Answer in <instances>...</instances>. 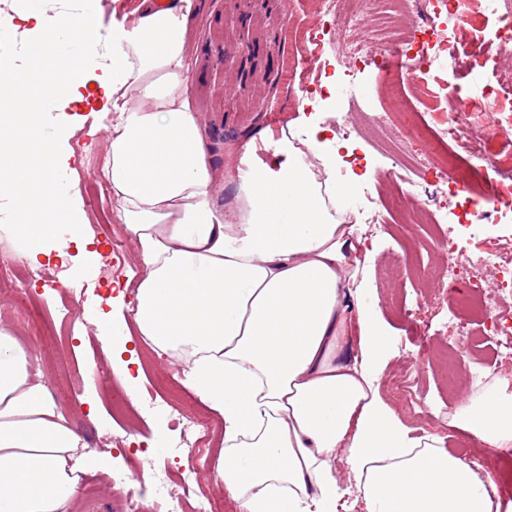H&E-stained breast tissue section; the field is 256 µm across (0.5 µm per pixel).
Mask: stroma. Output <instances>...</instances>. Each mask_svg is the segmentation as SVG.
Instances as JSON below:
<instances>
[{
	"mask_svg": "<svg viewBox=\"0 0 512 512\" xmlns=\"http://www.w3.org/2000/svg\"><path fill=\"white\" fill-rule=\"evenodd\" d=\"M313 0H192L187 25L190 71L189 98L198 113L207 145L208 159L216 175L214 199L221 212L234 203L235 184L223 179L226 167L237 166L243 146L259 149L261 143L281 135L285 123L300 118L301 109L289 100L287 86L295 78V63L307 48V32L314 18ZM99 89L78 88L60 113L68 130L61 141L70 156V196L91 224H116V201L111 190L90 195L85 187L102 183L101 169L108 150L111 114L102 112ZM336 100L344 113L388 111L383 77L377 65L368 66L355 83L340 85ZM336 159V179L352 184V213L380 211L391 187L380 180L391 166L392 147L362 129L341 137ZM368 286L377 299L376 317L392 347L380 364L379 390L402 420L416 434L436 432L444 436L446 450L466 445L473 462L483 463L485 450L473 436L449 425L448 407L472 395L469 384L449 391L444 363L450 350L465 353L473 362L495 359L501 377L512 381V358H496L493 344L479 337L465 339L447 329L452 313L453 291L435 285L438 245L433 227L387 221L384 231L364 229ZM143 276L138 260H130L122 273L131 287L106 292L99 278H77L64 284L40 282L24 290L0 294V318L7 321L27 353L31 369L42 368L43 343L27 323L29 298H38L44 317L56 329L70 372L64 380H49V389L62 414L91 447V471L84 475L77 512H95L96 502L111 503L112 478L136 472L141 497L159 499L163 487L153 478L155 470L167 468L172 481L189 477L195 489L224 496L227 512L236 504L226 498L223 485L213 481V465L223 448L215 436L195 466L185 462L182 440L169 414L168 401L175 373L168 357H152L148 366L132 364L128 372L114 369L105 352L94 345L96 327L83 319V309L68 305L72 293L84 291L86 302L113 298L120 302L113 320L132 323L128 306L134 301V286ZM98 377H89V367ZM148 395L150 408L142 414L136 431L112 412L117 398L127 388ZM97 401L99 414L89 417V401Z\"/></svg>",
	"mask_w": 512,
	"mask_h": 512,
	"instance_id": "35a3bbf8",
	"label": "stroma"
}]
</instances>
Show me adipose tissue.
<instances>
[{
	"mask_svg": "<svg viewBox=\"0 0 512 512\" xmlns=\"http://www.w3.org/2000/svg\"><path fill=\"white\" fill-rule=\"evenodd\" d=\"M191 0L112 24L98 78L113 115L103 174L141 260L133 319L190 364L187 383L224 420L215 482L237 512H336L345 452L362 512H500L491 473L413 435L379 396L373 366L390 338L359 279V225L335 210L337 148L291 130L282 158L253 166L220 213L189 106ZM451 425L512 447V399L490 389L453 404ZM84 437L0 325V512H73Z\"/></svg>",
	"mask_w": 512,
	"mask_h": 512,
	"instance_id": "ef3b65f1",
	"label": "adipose tissue"
}]
</instances>
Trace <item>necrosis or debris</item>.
Wrapping results in <instances>:
<instances>
[{
  "mask_svg": "<svg viewBox=\"0 0 512 512\" xmlns=\"http://www.w3.org/2000/svg\"><path fill=\"white\" fill-rule=\"evenodd\" d=\"M365 11L322 0L321 12L336 27L335 57L346 75L375 62H396L385 85L397 111L368 115L370 127L390 126L400 150L393 182L419 177L441 199L457 198L460 210L436 213L429 201L412 205L409 224L447 225L439 247L445 273L456 278L458 257L473 240L512 223V63L489 65V51L512 60V0H368ZM300 66L298 100L327 87L320 67L325 42L320 25L309 33ZM471 275L448 321L451 333L480 332L512 340V243L482 249L467 259ZM137 474L113 478L112 494L124 512H217L211 497L192 496L188 484L168 491L162 503L139 505Z\"/></svg>",
  "mask_w": 512,
  "mask_h": 512,
  "instance_id": "4bbe7bcc",
  "label": "necrosis or debris"
}]
</instances>
